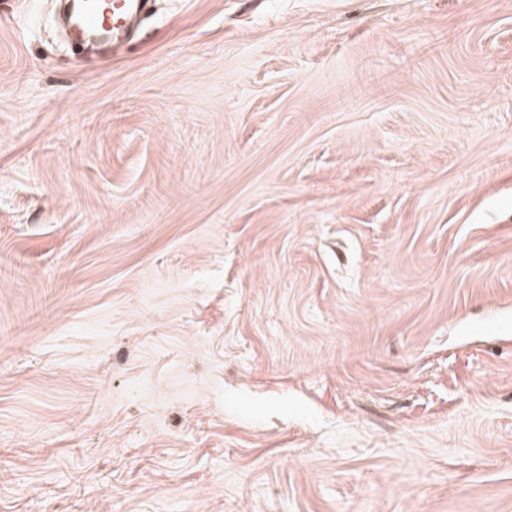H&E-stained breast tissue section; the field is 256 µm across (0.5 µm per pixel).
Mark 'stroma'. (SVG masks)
I'll list each match as a JSON object with an SVG mask.
<instances>
[{
	"label": "stroma",
	"instance_id": "stroma-1",
	"mask_svg": "<svg viewBox=\"0 0 512 512\" xmlns=\"http://www.w3.org/2000/svg\"><path fill=\"white\" fill-rule=\"evenodd\" d=\"M0 0V512H512V0ZM146 3V0L92 1L77 25L78 38L107 44L112 36V41H119Z\"/></svg>",
	"mask_w": 512,
	"mask_h": 512
}]
</instances>
